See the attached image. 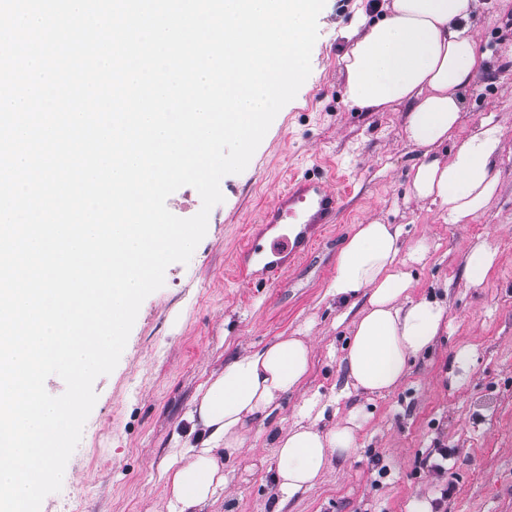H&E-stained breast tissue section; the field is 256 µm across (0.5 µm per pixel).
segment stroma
I'll list each match as a JSON object with an SVG mask.
<instances>
[{
  "label": "stroma",
  "mask_w": 512,
  "mask_h": 512,
  "mask_svg": "<svg viewBox=\"0 0 512 512\" xmlns=\"http://www.w3.org/2000/svg\"><path fill=\"white\" fill-rule=\"evenodd\" d=\"M379 16L377 0H326L309 77L246 169L222 179L224 200L189 262L170 264L163 287L143 301L118 365L94 383L97 401L68 477L41 512H161L162 465L198 387L236 354L276 337H305L307 392L339 395L340 360L363 301L340 303L327 290L346 236L375 219L404 225L406 245L428 248L413 267L414 292L448 306L434 346L412 359L394 390L339 395L337 415L324 423L361 409L355 453L283 503L272 441L297 421L301 400L285 397L275 424L250 430L242 454L225 465L226 491L204 512H431L433 485L420 460L441 444L452 451L454 485L444 512H512V7L480 0L470 18L488 59L464 91L459 130L491 121L501 128V148L490 204L460 224L407 199V173L421 152L407 138L405 111L366 112L346 97L344 32ZM309 171L344 194L334 235L279 286L237 279L236 248L289 176ZM481 240L496 249L497 262L475 288L463 258ZM463 348L473 363L458 376L451 369Z\"/></svg>",
  "instance_id": "35a3bbf8"
}]
</instances>
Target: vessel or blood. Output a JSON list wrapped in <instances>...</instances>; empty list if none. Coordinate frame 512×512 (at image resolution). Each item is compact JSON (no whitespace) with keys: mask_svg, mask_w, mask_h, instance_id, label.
<instances>
[{"mask_svg":"<svg viewBox=\"0 0 512 512\" xmlns=\"http://www.w3.org/2000/svg\"><path fill=\"white\" fill-rule=\"evenodd\" d=\"M343 197L321 175L292 177L265 208L262 230L236 255L241 274L269 284L286 280L294 265L307 260L313 240L335 223Z\"/></svg>","mask_w":512,"mask_h":512,"instance_id":"b4317fda","label":"vessel or blood"}]
</instances>
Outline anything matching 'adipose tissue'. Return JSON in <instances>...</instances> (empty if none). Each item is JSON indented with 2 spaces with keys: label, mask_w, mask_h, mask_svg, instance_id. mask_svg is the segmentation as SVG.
Masks as SVG:
<instances>
[{
  "label": "adipose tissue",
  "mask_w": 512,
  "mask_h": 512,
  "mask_svg": "<svg viewBox=\"0 0 512 512\" xmlns=\"http://www.w3.org/2000/svg\"><path fill=\"white\" fill-rule=\"evenodd\" d=\"M478 0H382V16L366 30L347 32L343 56L346 96L370 111L408 106L406 132L422 159L408 176L411 197L438 205L452 224L488 205L497 181L492 163L499 152L496 125L483 122L466 136L458 123L462 90L485 66L469 19ZM454 142L446 158L435 149ZM404 227L372 220L355 225L329 284L338 301L365 295L354 319L342 362L345 390L380 393L395 388L411 357L439 336L447 308L415 296L412 265L423 262L424 246H403ZM311 351L298 336H281L225 363L197 391L187 413L190 434L177 439L165 462V512H203L225 488L224 462L238 457L250 427L270 424L281 398L297 394L298 421L277 437L274 481L281 500L314 485L332 457L357 448L359 410L327 429L319 423L328 408L321 395L305 394Z\"/></svg>",
  "instance_id": "adipose-tissue-1"
}]
</instances>
